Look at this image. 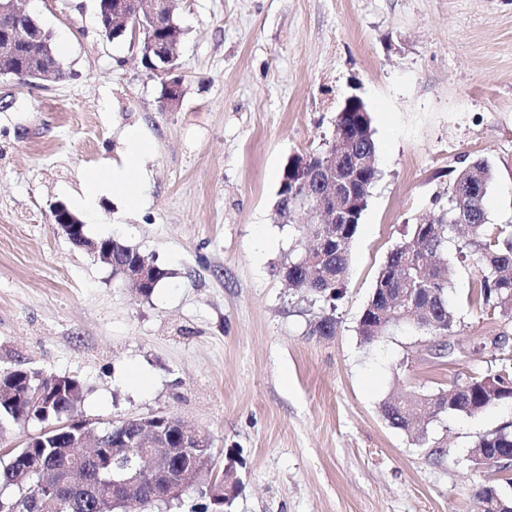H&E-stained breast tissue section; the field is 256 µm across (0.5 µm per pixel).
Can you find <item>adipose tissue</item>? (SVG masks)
I'll list each match as a JSON object with an SVG mask.
<instances>
[{"label":"adipose tissue","mask_w":512,"mask_h":512,"mask_svg":"<svg viewBox=\"0 0 512 512\" xmlns=\"http://www.w3.org/2000/svg\"><path fill=\"white\" fill-rule=\"evenodd\" d=\"M126 151L121 162L92 172L86 179L83 195L79 200L85 211H94L100 196L116 194L123 196L132 208L145 203L143 187L147 173L143 160L153 147L152 141L135 129L127 130Z\"/></svg>","instance_id":"1"}]
</instances>
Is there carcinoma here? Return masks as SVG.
<instances>
[{
    "label": "carcinoma",
    "instance_id": "1",
    "mask_svg": "<svg viewBox=\"0 0 512 512\" xmlns=\"http://www.w3.org/2000/svg\"><path fill=\"white\" fill-rule=\"evenodd\" d=\"M139 27L162 40L174 36L181 38V28L174 12H169L161 25L150 15H141ZM359 133L355 148L376 160L375 143L369 133L367 117L358 112H340L337 117V132L325 143V148L298 154L284 167L277 201L278 213L285 224L294 225L299 238L314 244L302 248L296 254H288V261L281 268L288 283L298 291H305L326 301L339 300L345 291L350 247L357 233L356 224H339L326 229L320 224L294 223V190H310L315 182L309 180L308 169L323 163L326 157L336 152V138ZM493 180L488 163L476 161L463 169L448 187L453 195L456 185L472 186L475 194L461 201L452 199V209L425 224L406 227L403 240L389 253L376 278L373 292L357 324V334L365 343H371L385 335L400 323L397 312L387 308V298L397 288L409 289V297L426 310L423 320L417 325L422 336H443L451 332L456 324L453 308L448 302V288L454 275V266L445 258L448 241L458 243L461 259H471L480 279L475 300L483 308H490L501 318L512 323V224H488L485 198ZM112 259L116 264L112 270L124 275L122 267L133 268L147 259L136 249L119 239L112 240ZM339 321L335 307L322 311L312 324L310 334L323 339L336 335ZM512 343L506 332L488 336L482 348L489 350L495 361H500L494 378L499 389L497 397L488 399L483 383L485 375H476L464 382L454 381L435 391L421 392L415 400L441 414L460 413L475 415L481 410L512 399V365L504 355L509 353ZM42 384L46 397L53 402L49 412L29 417L26 414L27 390ZM82 397L81 384L71 378L63 379V389L39 382L35 373L22 368L0 370V432L3 423L25 425L37 421L54 424L58 414L70 415ZM381 411L390 417L391 425L409 435H416L417 426L404 420L403 408L393 407L385 400ZM161 430L167 436L166 444L173 448L167 453L160 468L177 471L192 465L202 470L209 461L207 448L196 451L183 450L178 425L162 423ZM136 426L128 424L120 430L110 427L89 439L83 451L86 467L82 477L68 476L70 464L66 451L68 443L57 441L55 432H40L23 441L10 453L7 463L0 465V512H99L101 498L112 485V472L122 470L127 475L134 473L139 453L129 438ZM475 447L486 449L491 467L500 472L507 470L503 457L512 453V423H504L482 435Z\"/></svg>",
    "mask_w": 512,
    "mask_h": 512
}]
</instances>
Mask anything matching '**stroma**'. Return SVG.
Wrapping results in <instances>:
<instances>
[{"label":"stroma","instance_id":"obj_1","mask_svg":"<svg viewBox=\"0 0 512 512\" xmlns=\"http://www.w3.org/2000/svg\"><path fill=\"white\" fill-rule=\"evenodd\" d=\"M96 0H18L54 38L66 75L0 80V369L80 381L73 416L92 428L167 411L212 441L207 468L233 465L224 512H477L500 472L468 451L512 421V404L428 426V459L383 417L393 395L491 372L477 338L503 320L471 302L457 259L448 355L416 353L403 324L362 343L357 322L408 225L437 209L458 172L488 162L490 223L512 224V0H177L183 97L130 38L101 32ZM365 101L379 176L350 250L339 327L279 267L299 249L274 204L290 157L318 149L344 98ZM154 142L147 208L116 195L80 211L82 183L120 161L127 129ZM88 237L117 238L167 270L150 296L75 247L51 208ZM162 86L163 92L161 88L162 95L160 93L159 102L166 111L171 112L179 106L182 100L181 79L174 80L164 77ZM335 304H332L330 310H323L312 324L310 328V334L312 336H317L318 338L321 336L322 339H330L335 336L337 328L339 326V321L337 320L335 314Z\"/></svg>","mask_w":512,"mask_h":512}]
</instances>
